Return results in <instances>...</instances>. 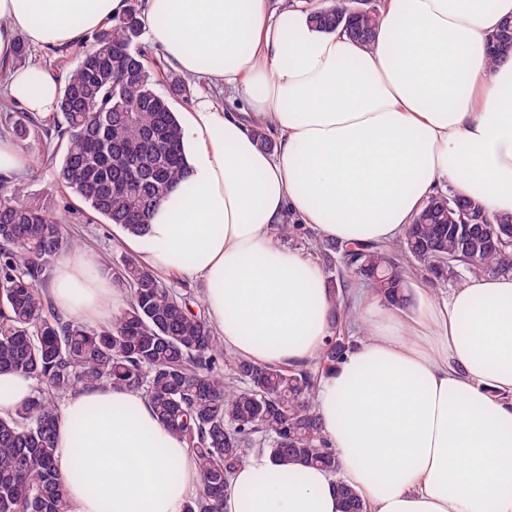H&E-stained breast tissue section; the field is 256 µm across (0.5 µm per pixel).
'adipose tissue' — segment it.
I'll return each mask as SVG.
<instances>
[{
  "mask_svg": "<svg viewBox=\"0 0 512 512\" xmlns=\"http://www.w3.org/2000/svg\"><path fill=\"white\" fill-rule=\"evenodd\" d=\"M128 0H0V63L18 38L82 42ZM317 0H146L148 39L179 73L223 87L245 111L198 95L181 113L186 181L132 246L205 284L225 346L266 365L314 359L330 334L318 262L283 245L293 218L318 238L400 239L445 185L512 213V59L487 48L512 0H385L364 46L313 23ZM55 77L11 71L29 111H54ZM273 128L266 150L255 124ZM88 255L50 275L56 308L112 322L117 288ZM409 317L368 288L367 326L320 383L316 411L339 477L253 454L237 468L224 512H343L344 480L367 512H512V274L472 275L437 298L418 290ZM55 466L75 512H183L199 488L196 457L125 388H84L63 406Z\"/></svg>",
  "mask_w": 512,
  "mask_h": 512,
  "instance_id": "obj_1",
  "label": "adipose tissue"
}]
</instances>
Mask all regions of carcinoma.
Segmentation results:
<instances>
[{
    "label": "carcinoma",
    "instance_id": "1",
    "mask_svg": "<svg viewBox=\"0 0 512 512\" xmlns=\"http://www.w3.org/2000/svg\"><path fill=\"white\" fill-rule=\"evenodd\" d=\"M313 20L369 46L379 13L362 0H328ZM141 37L133 8L96 31L59 88L64 124L53 125L65 141L57 181L132 237L147 232L155 208L188 174L172 101L188 98L189 86L172 78L167 93L155 90ZM510 57L507 21L489 61ZM35 126V118L24 114L10 134L22 144ZM77 248L46 202L17 193L0 197V374L20 373L35 382L26 401L0 416V512H73L55 467V428L60 398L80 387L140 393L157 420L191 448L200 486L184 512H224L232 475L254 452L339 476L316 393L320 377L335 371L353 347L351 336L332 330L317 357L291 369L227 356L202 302L164 286L133 255L112 271L113 282L129 291L125 307L109 325L84 324L61 315L41 289L56 257ZM320 256L328 270L338 269V277L328 279L336 326L356 320L351 288L358 284L404 306L418 270L434 282L461 269L511 273L512 213L492 216L474 197L440 193L399 240L328 241ZM337 489L344 512H363L353 488L339 480Z\"/></svg>",
    "mask_w": 512,
    "mask_h": 512
}]
</instances>
